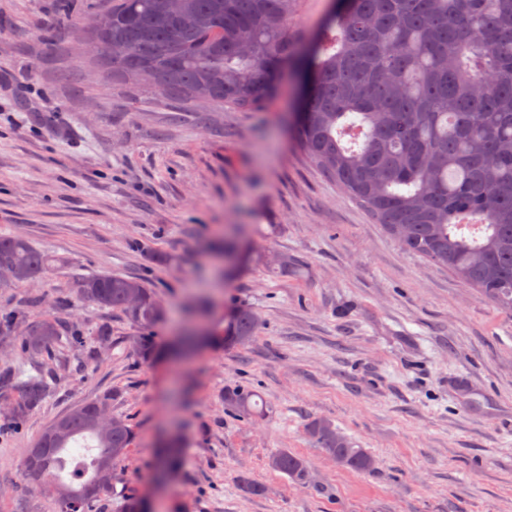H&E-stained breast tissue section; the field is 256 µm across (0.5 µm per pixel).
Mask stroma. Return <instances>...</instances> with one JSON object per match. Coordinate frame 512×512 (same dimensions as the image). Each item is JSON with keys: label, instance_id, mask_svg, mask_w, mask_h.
Segmentation results:
<instances>
[{"label": "stroma", "instance_id": "1", "mask_svg": "<svg viewBox=\"0 0 512 512\" xmlns=\"http://www.w3.org/2000/svg\"><path fill=\"white\" fill-rule=\"evenodd\" d=\"M109 6L0 0V235L55 258L38 282L0 285V312L113 340L85 366L62 344L56 392L0 435V512H53L27 486L24 450L102 395L134 440L97 512L154 485L157 512H512V312L402 248L293 143L294 70L256 111L172 103L81 53L83 21ZM238 228L252 256L241 265L221 250ZM107 273L143 279L160 321L85 302L80 276ZM236 305L261 320L248 344L137 357L136 337L165 349ZM238 385L265 417L233 414L224 393ZM318 416L374 472L316 448L305 424ZM172 434L182 461L160 484L156 447ZM283 449L306 460L307 484L268 467Z\"/></svg>", "mask_w": 512, "mask_h": 512}]
</instances>
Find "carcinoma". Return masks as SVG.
Segmentation results:
<instances>
[{"mask_svg": "<svg viewBox=\"0 0 512 512\" xmlns=\"http://www.w3.org/2000/svg\"><path fill=\"white\" fill-rule=\"evenodd\" d=\"M295 0H112V25L91 33L93 55L112 73L160 88L173 100L211 96L219 108L254 111L272 91L280 70L306 78L292 130L296 143L329 179L362 206L407 251L442 266L499 306L512 310V0H337L338 9L318 27L310 47L295 50L289 21ZM0 263L12 284H28L51 264L28 240L0 235ZM84 300L125 312L149 326L161 313L144 282L121 274L88 275L79 282ZM136 292L137 308L128 306ZM17 314L0 315V345L22 344L34 358L68 339L58 318L29 320L20 335ZM259 325L244 308L228 311L187 346L249 343ZM112 344L100 330L87 358L101 359ZM138 357L155 356L152 337L135 342ZM53 377L42 369L21 378L0 368L3 417L16 428L49 397ZM256 393L236 388L224 398L235 411L259 412ZM110 397L86 401L50 422L44 438L62 423L60 438L46 442L34 470L57 483L72 505L55 500L58 512H95L112 496L114 464L126 455L134 433L128 422L102 428L98 408ZM305 430L312 442L341 461L369 472L365 449L324 417ZM97 453L64 455L78 439ZM180 442L167 441L157 469L169 471ZM278 472L298 484L309 478L306 462L286 450L275 453ZM69 471L72 482L62 480Z\"/></svg>", "mask_w": 512, "mask_h": 512, "instance_id": "cac0c4a2", "label": "carcinoma"}]
</instances>
